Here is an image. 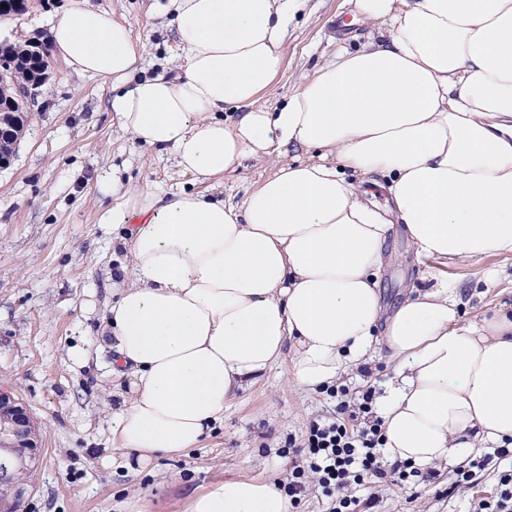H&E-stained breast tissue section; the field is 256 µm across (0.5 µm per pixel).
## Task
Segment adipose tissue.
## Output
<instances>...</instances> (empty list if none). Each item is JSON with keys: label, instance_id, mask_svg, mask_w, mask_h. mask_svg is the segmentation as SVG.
Here are the masks:
<instances>
[{"label": "adipose tissue", "instance_id": "adipose-tissue-1", "mask_svg": "<svg viewBox=\"0 0 512 512\" xmlns=\"http://www.w3.org/2000/svg\"><path fill=\"white\" fill-rule=\"evenodd\" d=\"M174 4L176 75L141 76L144 43L86 0L50 30L71 70L111 79L120 129L201 184L101 188L103 223L128 231L107 310L112 374L131 379L114 447L143 464L196 447L282 359L314 390L379 347L394 363L375 401L389 462L424 472L506 445L512 305L462 320L457 282L432 272L388 316L378 278L397 223L426 260L512 254V0H353L369 43L339 47L273 108L258 98L304 0ZM228 106L241 110L231 124ZM262 155L275 170L241 205L215 197L209 182ZM378 184L390 211L367 200ZM188 512L292 505L277 485L238 478L194 494Z\"/></svg>", "mask_w": 512, "mask_h": 512}]
</instances>
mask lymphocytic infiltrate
Instances as JSON below:
<instances>
[{"instance_id": "f902f5d3", "label": "lymphocytic infiltrate", "mask_w": 512, "mask_h": 512, "mask_svg": "<svg viewBox=\"0 0 512 512\" xmlns=\"http://www.w3.org/2000/svg\"><path fill=\"white\" fill-rule=\"evenodd\" d=\"M382 445V422L367 388L358 401L341 399L333 415L310 424L301 447L288 449L291 475L283 490L292 505H299L307 478L313 475L323 494L333 500L330 512H354L358 501L348 496V488L370 478L394 484L412 475L407 464H385Z\"/></svg>"}]
</instances>
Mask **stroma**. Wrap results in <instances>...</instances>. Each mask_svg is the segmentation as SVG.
Masks as SVG:
<instances>
[{
	"label": "stroma",
	"instance_id": "35a3bbf8",
	"mask_svg": "<svg viewBox=\"0 0 512 512\" xmlns=\"http://www.w3.org/2000/svg\"><path fill=\"white\" fill-rule=\"evenodd\" d=\"M129 23L146 46L143 72L152 76L180 64L171 0H90ZM72 0H33L28 13L0 20V39L46 36L54 17ZM349 0H306L288 30L281 73L259 99L283 103L303 75L334 58L336 27L349 24V48L368 40L354 23ZM54 73L29 104L16 157L0 170V386L10 388L37 424L43 458L30 478L19 512H187L193 493L240 477L281 483L288 467L280 451L301 443L309 424L336 410L326 390L289 382L290 365L277 363L263 379L239 392L224 410V423L186 453L138 465L135 455L112 450L110 425L129 390L110 373L106 306L118 287L125 253L102 223V181L118 176L173 193L194 189L173 154H159L124 134L110 108L111 80L80 75L54 59ZM273 171L255 159L225 173L217 192L240 205ZM427 261L418 259L396 225L380 276L387 311L421 286ZM497 268V285L479 293L478 268ZM461 288L465 318L487 304L512 303V255L489 256L479 265L448 263ZM392 374L385 352L343 375L350 394L381 390ZM451 470L406 484L361 487V512H468L472 499L494 493L497 472L477 473L473 485L447 494Z\"/></svg>",
	"mask_w": 512,
	"mask_h": 512
}]
</instances>
